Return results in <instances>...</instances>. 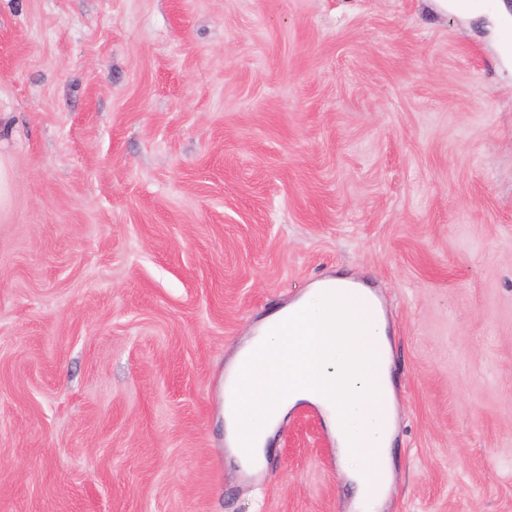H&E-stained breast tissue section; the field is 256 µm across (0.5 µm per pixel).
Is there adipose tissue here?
I'll list each match as a JSON object with an SVG mask.
<instances>
[{
    "label": "adipose tissue",
    "mask_w": 512,
    "mask_h": 512,
    "mask_svg": "<svg viewBox=\"0 0 512 512\" xmlns=\"http://www.w3.org/2000/svg\"><path fill=\"white\" fill-rule=\"evenodd\" d=\"M359 293L371 314L320 285L265 318L228 370L229 379L242 373L247 379L239 381V417L225 433L236 460L261 459L291 408L319 406L358 512H377L383 498L367 491L366 477L376 454L391 453L396 409L392 373L377 359L378 350L390 347L384 312L371 291Z\"/></svg>",
    "instance_id": "ef3b65f1"
}]
</instances>
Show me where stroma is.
Here are the masks:
<instances>
[{"instance_id":"1","label":"stroma","mask_w":512,"mask_h":512,"mask_svg":"<svg viewBox=\"0 0 512 512\" xmlns=\"http://www.w3.org/2000/svg\"><path fill=\"white\" fill-rule=\"evenodd\" d=\"M0 512H355L320 411L230 461L224 371L338 274L399 408L380 512H512L506 0H0Z\"/></svg>"}]
</instances>
